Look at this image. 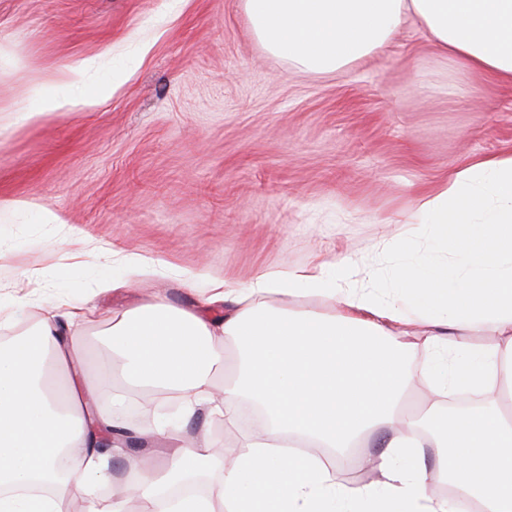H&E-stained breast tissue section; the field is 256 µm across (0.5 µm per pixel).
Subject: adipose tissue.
I'll return each instance as SVG.
<instances>
[{
	"label": "adipose tissue",
	"mask_w": 512,
	"mask_h": 512,
	"mask_svg": "<svg viewBox=\"0 0 512 512\" xmlns=\"http://www.w3.org/2000/svg\"><path fill=\"white\" fill-rule=\"evenodd\" d=\"M251 29L273 54L305 70L333 73L384 48L405 20L458 66L512 81V0H241ZM399 236L381 242L386 266L354 254L286 271L262 268L239 286L215 282L209 302L223 314L160 302L115 317L111 368L96 377L66 342L86 317L45 318L0 344V512H64L72 494L84 512H124V498L158 507L180 475L223 471L209 495L186 496L164 512H512V152L475 159L417 202ZM325 300L326 314L292 307ZM430 325L420 348L434 361L413 369L406 329ZM489 336L477 348L473 336ZM246 359L233 384L217 389L224 344ZM71 375L57 392L53 365ZM174 394L183 412L208 409L235 426L242 396L262 410L256 432L231 463L208 439L183 442L163 464L131 462L122 493L88 497L108 473L98 437L114 425L124 387ZM413 386L428 399L419 413L400 401ZM454 392L487 404L447 417ZM383 437L372 484H342L348 451L372 433ZM433 449L427 465L425 449ZM454 495H436L435 475Z\"/></svg>",
	"instance_id": "adipose-tissue-1"
}]
</instances>
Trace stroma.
I'll use <instances>...</instances> for the list:
<instances>
[{"label": "stroma", "mask_w": 512, "mask_h": 512, "mask_svg": "<svg viewBox=\"0 0 512 512\" xmlns=\"http://www.w3.org/2000/svg\"><path fill=\"white\" fill-rule=\"evenodd\" d=\"M80 61L75 105L41 115ZM504 151L512 83L460 69L410 22L315 74L270 54L239 0H0V299L29 301L0 342L68 295L88 309L78 343L94 373L124 310L160 297L198 308L211 280L367 250L400 233L415 194ZM115 244L156 274L127 286ZM105 277L119 288L98 290ZM128 400L148 435L110 452L117 476L131 456L171 454L182 409L172 394ZM260 419L246 399L236 428L201 410L185 429L229 462Z\"/></svg>", "instance_id": "1"}]
</instances>
